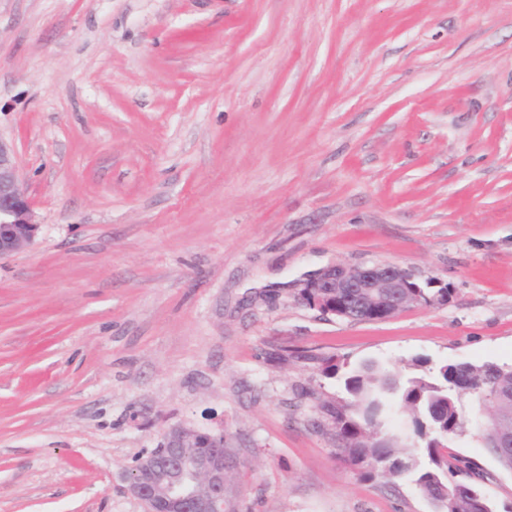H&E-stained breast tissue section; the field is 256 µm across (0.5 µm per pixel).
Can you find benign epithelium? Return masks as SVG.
I'll return each mask as SVG.
<instances>
[{"label":"benign epithelium","instance_id":"obj_1","mask_svg":"<svg viewBox=\"0 0 512 512\" xmlns=\"http://www.w3.org/2000/svg\"><path fill=\"white\" fill-rule=\"evenodd\" d=\"M15 168L14 148L0 138V258L24 250L36 231L32 205ZM411 286L419 287L413 275L394 264L332 265L302 283L311 290L333 288L338 297L352 292L367 304L377 302V292L386 288L392 316L407 309L401 290ZM190 437L199 440L201 447L191 457L182 452ZM129 487L149 512H224V433L171 429L163 447L139 462Z\"/></svg>","mask_w":512,"mask_h":512}]
</instances>
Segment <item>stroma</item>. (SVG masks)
<instances>
[{
  "label": "stroma",
  "instance_id": "1",
  "mask_svg": "<svg viewBox=\"0 0 512 512\" xmlns=\"http://www.w3.org/2000/svg\"><path fill=\"white\" fill-rule=\"evenodd\" d=\"M0 137L38 225L0 259V512H146L175 426L223 433L224 512H432L343 462L324 369L512 364V0H0ZM377 263L432 303L296 298ZM316 296L321 297V301H322L323 305L328 308V309L327 308L326 309L330 314L331 313L336 314L335 308L341 307L343 305L349 309L355 310L356 317L358 320L371 321V320H376V319H380V318L387 316V313L383 312V310L379 307H375V308H372L371 306H369V308L363 307L360 302V299L353 295H351V296L347 295L338 300L333 299V298L328 299L325 296H319V295H316ZM333 309H335V310L333 311ZM340 315H343V314L340 313ZM340 315L336 314V316L343 318Z\"/></svg>",
  "mask_w": 512,
  "mask_h": 512
}]
</instances>
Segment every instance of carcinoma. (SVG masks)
Wrapping results in <instances>:
<instances>
[{
    "label": "carcinoma",
    "instance_id": "carcinoma-1",
    "mask_svg": "<svg viewBox=\"0 0 512 512\" xmlns=\"http://www.w3.org/2000/svg\"><path fill=\"white\" fill-rule=\"evenodd\" d=\"M328 309L345 306L359 320L387 316L379 307L365 308L353 295L338 300L321 297ZM408 374L366 363L344 378L348 399L327 409L331 426L340 442V452L360 476L395 480L411 475L420 494L434 512H493L487 500L469 482L480 476L476 465L450 451L440 436L462 435L470 419L465 399L474 396L487 408L479 425L483 447L499 466L512 471V449L497 445V434H512V365L444 364L428 367V360L413 358L405 364ZM411 417L412 432L422 441L428 462L422 464L416 450L385 425L390 403ZM467 480L459 479V476Z\"/></svg>",
    "mask_w": 512,
    "mask_h": 512
}]
</instances>
